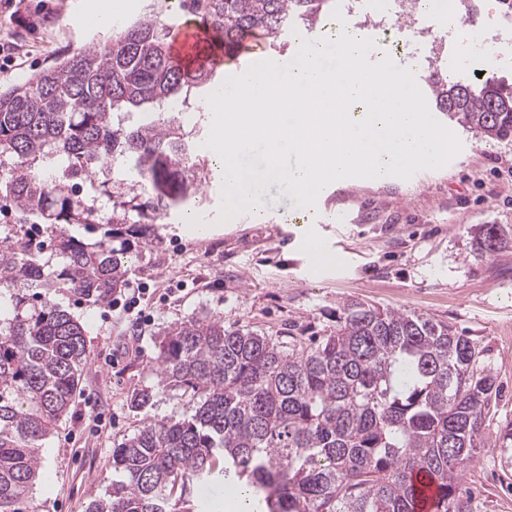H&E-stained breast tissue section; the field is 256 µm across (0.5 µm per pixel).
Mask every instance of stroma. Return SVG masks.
Returning a JSON list of instances; mask_svg holds the SVG:
<instances>
[{
	"instance_id": "1",
	"label": "stroma",
	"mask_w": 512,
	"mask_h": 512,
	"mask_svg": "<svg viewBox=\"0 0 512 512\" xmlns=\"http://www.w3.org/2000/svg\"><path fill=\"white\" fill-rule=\"evenodd\" d=\"M90 2L24 0L14 16L0 7V42L18 47L14 64L0 70V90L109 38L87 24ZM417 25L431 26L429 41L414 38ZM414 26L390 21V41L403 51L375 49L369 61L391 56L422 82L460 55L461 76L480 71L512 85V51L494 64L483 53L466 57L464 40L444 15L416 16ZM452 130L459 149L442 169L407 181L350 179L329 188L301 226L289 222L296 200L277 182L260 190V213L217 223L222 183L207 181L196 198L157 220L161 244L140 248L130 267L129 280L149 290L150 322L121 323L110 303L57 295L85 327L88 359L69 414L42 449L31 493L36 512H85L90 499L112 487L113 448L144 419L193 413L188 392L157 386L164 330L210 315L270 336H321L350 302L447 322L477 345V368L493 377L498 392L486 416V446L458 484L471 493L473 512H512V141L490 143L457 124ZM190 212L215 224V233L193 234L185 220ZM492 224L507 238L484 254L477 240ZM313 237L336 264L312 262ZM142 389L154 397L137 410L130 399Z\"/></svg>"
}]
</instances>
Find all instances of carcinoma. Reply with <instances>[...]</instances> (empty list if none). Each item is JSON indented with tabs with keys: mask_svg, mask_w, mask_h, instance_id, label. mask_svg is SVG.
<instances>
[{
	"mask_svg": "<svg viewBox=\"0 0 512 512\" xmlns=\"http://www.w3.org/2000/svg\"><path fill=\"white\" fill-rule=\"evenodd\" d=\"M331 0H147L144 13L104 41L0 92V165H12L0 195L51 229L52 268L28 234L0 243V291L14 302L0 318V512H34L29 493L42 469L41 447L67 415L87 362L86 330L54 295L105 302L125 286L135 251L114 246L112 225L70 181L91 178L105 161L131 164L146 197L137 214L141 246L155 222L201 188L196 143L172 103L222 84L207 61L170 54L176 16L213 30L223 53L261 33L312 29ZM437 111L486 141L512 140V86L485 78L428 75ZM69 165L50 179L45 169ZM84 224L90 243L68 234ZM491 225L479 250L498 249ZM24 288L39 307L21 309ZM472 340L446 322L352 302L326 336H266L224 327L209 315L170 328L156 356L158 386L197 396L190 416L148 418L112 451L121 479L86 512H170L175 496L205 483L258 495L262 512H416L415 478L435 484L433 512H472L457 472L485 447L483 421L496 393L478 372Z\"/></svg>",
	"mask_w": 512,
	"mask_h": 512,
	"instance_id": "1",
	"label": "carcinoma"
}]
</instances>
